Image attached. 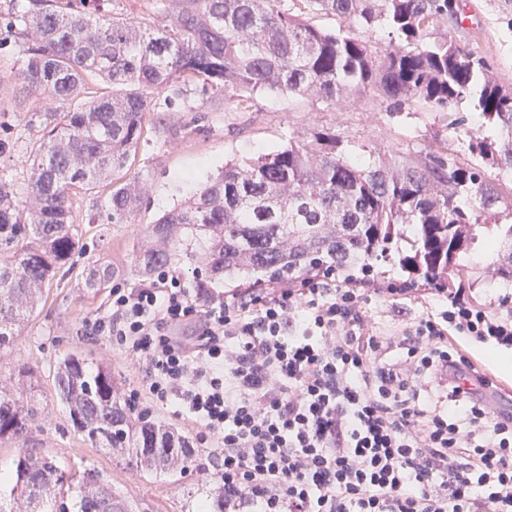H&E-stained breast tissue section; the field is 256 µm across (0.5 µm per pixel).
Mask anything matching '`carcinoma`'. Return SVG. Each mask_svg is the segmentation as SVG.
<instances>
[{
  "instance_id": "cac0c4a2",
  "label": "carcinoma",
  "mask_w": 512,
  "mask_h": 512,
  "mask_svg": "<svg viewBox=\"0 0 512 512\" xmlns=\"http://www.w3.org/2000/svg\"><path fill=\"white\" fill-rule=\"evenodd\" d=\"M167 23L101 13L100 0H25L0 15L23 63L10 81L45 101L41 135L22 165L30 202L0 177V351L61 269H75L80 192L104 187L106 220L131 224L143 187L128 177L156 96L201 89L247 109L260 91L288 92L334 109L361 103L397 115L416 105L444 114L467 102L477 124L469 158L448 139L419 150L399 146L355 155L331 127L218 175L147 226L133 250L136 275L171 265L198 243L211 278L247 288L336 273L356 283L385 277L378 261L394 251L412 289L512 286V87L490 60L458 45L460 0H166ZM332 16L336 28L310 23ZM385 31V42L369 33ZM112 91H94V85ZM506 248L492 278L463 260L478 239ZM24 245H19V242ZM112 266L87 267L80 285L108 287ZM22 365L0 380V442L24 446L0 512H135L94 469H63L25 445L46 407L19 384ZM56 396L82 440L128 454L142 472L174 473L193 461L186 437L145 416L133 420L112 376L86 370L73 354L55 369Z\"/></svg>"
}]
</instances>
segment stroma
I'll use <instances>...</instances> for the list:
<instances>
[{
  "label": "stroma",
  "instance_id": "1",
  "mask_svg": "<svg viewBox=\"0 0 512 512\" xmlns=\"http://www.w3.org/2000/svg\"><path fill=\"white\" fill-rule=\"evenodd\" d=\"M468 22L451 31L459 43L484 54L492 63L496 78L512 85V0H463ZM33 97L22 87L0 89V171L9 175L18 190H25L27 175L22 155L37 127L31 120ZM203 118L206 130L197 136L166 139L156 126L160 120L190 123ZM332 127L351 139L352 152L368 145L386 151L413 137L415 146L430 144L434 136L454 139L458 149H466L464 129L451 128L450 116L414 108L402 115L373 114L361 109L334 112L324 104L285 93H256L245 111H226L223 100H203L191 91L175 99L170 112L155 109L142 143L133 175L146 179L149 192L131 224H110L101 209L100 192L83 194L79 229L86 252L80 264L93 261L111 263L120 269L115 285L127 288L145 285V278L130 273L132 248L146 225L191 196L199 184L217 175L229 160H241L287 144L289 138L306 133L312 122ZM77 273L56 277L37 310L26 320L15 350L0 356V372L10 373L17 362L28 363L38 380V390L48 403V416L39 423L29 443L34 451L53 457L64 468H94L111 481L114 488L133 501L139 512H209L211 499L206 491L221 486L217 468L218 448L201 442V432L188 420L178 417L174 406L155 407L141 400L139 411L165 423L189 438L196 454L195 464L169 475L148 476L133 460L91 447L82 442L70 426L66 410L53 390L58 360L75 352L86 358L90 368L106 366L129 393L142 381L137 355L113 345L111 337L91 336L86 324L112 313V292L93 294L77 285ZM399 272L375 280L379 295L368 304L372 317L384 325L409 321L421 312L422 292H399Z\"/></svg>",
  "mask_w": 512,
  "mask_h": 512
}]
</instances>
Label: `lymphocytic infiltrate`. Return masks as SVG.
<instances>
[{
    "instance_id": "1",
    "label": "lymphocytic infiltrate",
    "mask_w": 512,
    "mask_h": 512,
    "mask_svg": "<svg viewBox=\"0 0 512 512\" xmlns=\"http://www.w3.org/2000/svg\"><path fill=\"white\" fill-rule=\"evenodd\" d=\"M370 297L330 276L224 299L162 268L91 332L139 355L130 404L178 397L223 448L225 512H512V410L458 343L512 349V313L452 297L388 333Z\"/></svg>"
}]
</instances>
